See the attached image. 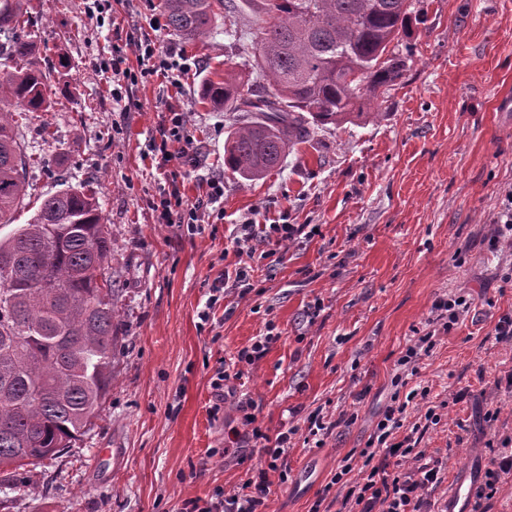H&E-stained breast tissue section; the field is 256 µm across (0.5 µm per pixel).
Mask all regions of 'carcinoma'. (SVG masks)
Segmentation results:
<instances>
[{"label":"carcinoma","instance_id":"obj_1","mask_svg":"<svg viewBox=\"0 0 512 512\" xmlns=\"http://www.w3.org/2000/svg\"><path fill=\"white\" fill-rule=\"evenodd\" d=\"M258 25L252 69L266 84L244 89L232 66L209 78L202 99L237 113L224 166L263 178L302 143L309 125L365 115L369 96L403 77L390 50L411 21L410 0H246ZM224 0H162L169 29L201 40ZM24 0H0V226L24 208L19 119L52 107L33 61ZM112 234L99 198L69 186L26 224L0 237V489L21 468L51 459L98 419L113 380L119 290L106 270Z\"/></svg>","mask_w":512,"mask_h":512}]
</instances>
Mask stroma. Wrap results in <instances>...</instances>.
Here are the masks:
<instances>
[{"label": "stroma", "instance_id": "1", "mask_svg": "<svg viewBox=\"0 0 512 512\" xmlns=\"http://www.w3.org/2000/svg\"><path fill=\"white\" fill-rule=\"evenodd\" d=\"M224 3L210 36L188 43L151 27L159 0H28L53 105L32 113L23 134L51 163L29 168L30 207L17 221L62 183L89 184L114 238L109 273L121 310L115 377L90 435L23 471L0 492V512L207 507L268 463L246 435L245 399L267 435L292 433L288 475L269 473L263 512H311L323 493L344 495L334 475L361 467L359 452L395 398L409 402L402 434L427 407L440 418L420 443L425 462H448L432 512L461 469L484 473L492 430L512 434V394L498 385L512 372V344L492 335L512 311V248L490 245L512 189V112L499 109L512 96V0H412L396 46L408 55L400 84L368 101L366 117L311 127L256 182L224 165L232 113L198 94L225 62L252 72L254 17L244 0ZM133 31L191 69L176 87L139 80L116 102L98 70ZM171 110L185 114L195 139L196 162L181 168L185 200L205 197L209 178L224 183L193 234L158 223L152 209L166 185L153 143ZM249 219L311 232L278 246L259 231L241 255L236 227ZM240 267L249 291L226 292L207 309L214 278ZM450 293L469 300L468 313L406 371L400 358ZM269 334L263 358L237 366L238 352ZM221 370L229 378L216 412L211 383ZM419 387L428 401L409 400ZM316 411L328 426L320 442L308 431Z\"/></svg>", "mask_w": 512, "mask_h": 512}]
</instances>
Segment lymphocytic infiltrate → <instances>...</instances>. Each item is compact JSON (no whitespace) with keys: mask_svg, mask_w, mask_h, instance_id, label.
Masks as SVG:
<instances>
[{"mask_svg":"<svg viewBox=\"0 0 512 512\" xmlns=\"http://www.w3.org/2000/svg\"><path fill=\"white\" fill-rule=\"evenodd\" d=\"M136 57L142 62L140 73H133L127 66L123 52H116L100 70L105 83L121 86L136 82L137 78L161 77L172 79L174 73H188V63L179 62L174 55L162 52L155 42L146 38L130 44ZM160 143L157 147L163 162L176 163L177 167L189 160L194 149V139L187 130L184 113L170 112L159 127ZM469 309L464 296L451 295L438 299L433 304L432 331L417 337L400 359L401 365H409L429 354L433 347L435 330L447 331L458 323ZM406 406L392 402L383 411L376 429L365 448L361 449L363 460L361 471L354 485L350 486L341 500L338 512H426L428 493L444 480L446 464L435 461L424 464L423 451L413 436L398 437L404 424ZM289 433L276 435L264 450L269 457L267 469L259 470L237 491L220 493L211 502L208 512H260L269 489L268 470L277 469L288 457ZM493 458L482 482L470 495V512H490L492 501L499 491L505 476L512 475V436L500 438L492 448ZM418 461L416 472H400L391 467L392 460Z\"/></svg>","mask_w":512,"mask_h":512,"instance_id":"f902f5d3","label":"lymphocytic infiltrate"}]
</instances>
